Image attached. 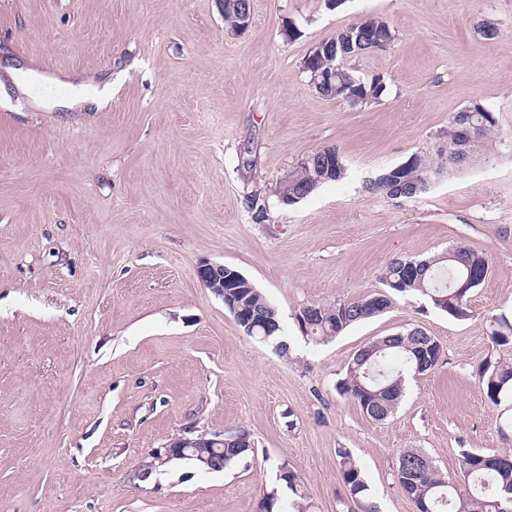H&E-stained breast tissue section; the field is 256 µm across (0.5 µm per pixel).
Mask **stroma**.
Masks as SVG:
<instances>
[{
    "mask_svg": "<svg viewBox=\"0 0 512 512\" xmlns=\"http://www.w3.org/2000/svg\"><path fill=\"white\" fill-rule=\"evenodd\" d=\"M367 17L394 41L347 65L381 77L383 96L317 95L304 57ZM485 18L499 38L478 34ZM10 66L108 78L112 99L83 112L25 96L0 107V512H258L284 463L307 512H347L340 448L378 512H415L396 480L402 452L458 481L463 452L506 449L512 399L489 402L477 368L504 353L491 317L512 316V0H253L239 35L224 0H0L1 81ZM475 102L497 123L474 161L446 165L412 198L369 190L435 152ZM325 146L345 177L279 204L275 187ZM256 192L260 224L246 203ZM461 244L489 259L468 319L397 295L328 342L303 339L302 307L365 297L391 259ZM205 262L239 270L273 304L287 354L247 336L202 286ZM414 327L443 356L375 421L336 384L360 348ZM240 427L254 451L223 471L174 459L134 476L177 439Z\"/></svg>",
    "mask_w": 512,
    "mask_h": 512,
    "instance_id": "obj_1",
    "label": "stroma"
}]
</instances>
